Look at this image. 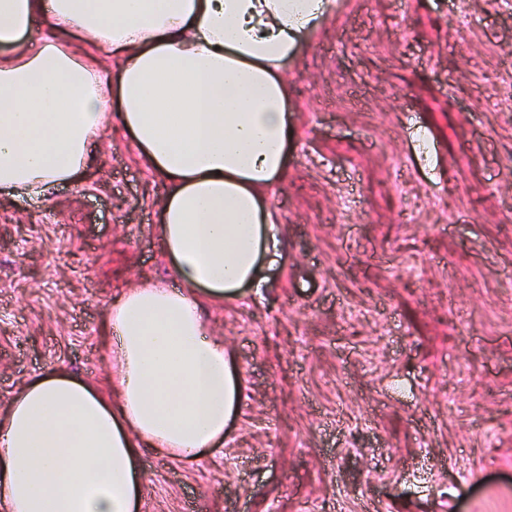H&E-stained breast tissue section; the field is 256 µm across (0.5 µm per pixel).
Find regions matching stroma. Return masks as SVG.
Segmentation results:
<instances>
[{
  "label": "stroma",
  "instance_id": "stroma-1",
  "mask_svg": "<svg viewBox=\"0 0 512 512\" xmlns=\"http://www.w3.org/2000/svg\"><path fill=\"white\" fill-rule=\"evenodd\" d=\"M286 77L282 258L208 309L240 412L142 449L141 512H512V0H336ZM166 191L112 127L48 202L0 194V409L107 387V301L174 281Z\"/></svg>",
  "mask_w": 512,
  "mask_h": 512
}]
</instances>
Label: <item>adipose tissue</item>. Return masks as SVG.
<instances>
[{"mask_svg":"<svg viewBox=\"0 0 512 512\" xmlns=\"http://www.w3.org/2000/svg\"><path fill=\"white\" fill-rule=\"evenodd\" d=\"M334 4L0 0V192L48 201L118 124L170 185L158 235L178 281L109 302L107 389L51 370L0 411V512H138L141 449L223 445L241 379L203 305L238 299L277 254L267 192L295 135L282 73Z\"/></svg>","mask_w":512,"mask_h":512,"instance_id":"1","label":"adipose tissue"}]
</instances>
